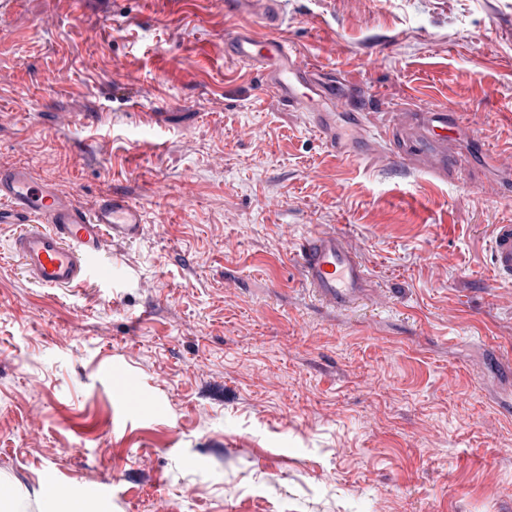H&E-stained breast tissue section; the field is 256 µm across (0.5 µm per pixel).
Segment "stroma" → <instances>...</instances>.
Returning a JSON list of instances; mask_svg holds the SVG:
<instances>
[{"mask_svg": "<svg viewBox=\"0 0 512 512\" xmlns=\"http://www.w3.org/2000/svg\"><path fill=\"white\" fill-rule=\"evenodd\" d=\"M284 14L364 107L367 156L225 59L217 0H0V167L87 208L122 191L147 221L108 247L113 287L71 290L23 277L0 226V479L27 512L51 480L85 512H512V282L488 251L512 190L382 137L445 108L474 129L459 155L512 154V0ZM317 228L366 266L353 310L314 301L291 257Z\"/></svg>", "mask_w": 512, "mask_h": 512, "instance_id": "stroma-1", "label": "stroma"}]
</instances>
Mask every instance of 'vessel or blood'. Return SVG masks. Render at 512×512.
I'll return each instance as SVG.
<instances>
[{
    "label": "vessel or blood",
    "instance_id": "vessel-or-blood-1",
    "mask_svg": "<svg viewBox=\"0 0 512 512\" xmlns=\"http://www.w3.org/2000/svg\"><path fill=\"white\" fill-rule=\"evenodd\" d=\"M229 27L224 37L226 59L247 63L265 86L289 110L307 113L311 126L327 147L342 152L333 128L336 114L351 113L356 127L365 116L353 110L322 67L310 63L282 29L281 0H224ZM265 34H258V27ZM470 124L457 113L434 109L424 114L416 136H393L395 154L407 160L429 155L432 172L448 176L463 158L454 145L471 138ZM0 224L13 225L8 251L25 277L53 289L110 282L103 262L106 246L131 243L145 232L143 212L122 192L99 198L92 208L78 205L71 194L38 182L23 167L0 169ZM492 266L499 278L512 280V224L495 225L489 244ZM302 280L313 297L332 308L358 299L368 277L359 256L342 234L313 231L295 255Z\"/></svg>",
    "mask_w": 512,
    "mask_h": 512
}]
</instances>
